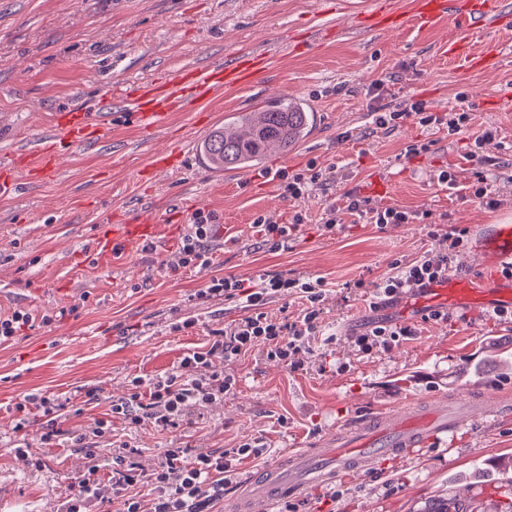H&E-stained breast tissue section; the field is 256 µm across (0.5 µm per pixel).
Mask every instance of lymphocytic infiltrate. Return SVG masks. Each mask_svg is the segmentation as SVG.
<instances>
[{
	"label": "lymphocytic infiltrate",
	"instance_id": "1",
	"mask_svg": "<svg viewBox=\"0 0 512 512\" xmlns=\"http://www.w3.org/2000/svg\"><path fill=\"white\" fill-rule=\"evenodd\" d=\"M457 100L459 107L449 120L432 112L426 101L417 99L403 110L378 117L377 122L384 125L412 117L424 127L447 125L449 133L455 134L469 126L473 119L465 93H458ZM213 236L211 216L195 213L182 237L179 266L208 267L209 243ZM449 268L447 256L421 255L408 265L396 266L382 281L380 294L389 298L407 288L441 279ZM323 286L320 279L301 281L282 274L263 277L259 285L249 289L230 276L211 278L206 288L207 295L228 300L244 298L247 316L225 327L223 337L215 340L207 351L186 353L178 371L157 378L133 377L128 398L113 404V413L134 423L144 417L153 419L155 425L164 431L176 428L192 407L222 398L235 384L234 378L228 376L191 377L189 368L208 365L213 356H237L261 344L268 345L271 356L288 359L298 351L304 337L318 332L320 328ZM291 290L307 302L301 323L288 325L268 320L262 311L263 306L275 295ZM164 457L161 468L145 476L135 468L126 467L123 456H116L114 487L128 488L144 483L150 485L154 495L148 506L139 497L128 498L126 512H210L213 502L223 496L224 485L229 481L232 464L224 453L202 448L188 458L183 449L169 448L165 450ZM112 489L101 482L97 467H89L76 477L73 493L67 500L51 504V512H99L100 504L110 499Z\"/></svg>",
	"mask_w": 512,
	"mask_h": 512
}]
</instances>
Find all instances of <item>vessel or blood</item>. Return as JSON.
Listing matches in <instances>:
<instances>
[{"mask_svg": "<svg viewBox=\"0 0 512 512\" xmlns=\"http://www.w3.org/2000/svg\"><path fill=\"white\" fill-rule=\"evenodd\" d=\"M453 0H415L412 20L423 25L436 24L450 13ZM471 27L498 23L504 18L500 0H467L465 13ZM404 14L394 12L380 18V25L404 22ZM448 54L464 59L470 66L492 68L498 63L495 50L472 53L461 41L448 45ZM269 58L257 52H244L235 56L232 63L221 68H196L168 75L161 87L143 86L129 103L146 127L163 125L172 112L184 108L189 99L205 100L224 87L244 83L266 67ZM69 140L83 146L97 139L103 129L102 121L88 112L72 113L66 125ZM57 136H42L35 152L16 154L0 163V191L16 187V172L30 168L39 178L54 177L58 165ZM158 227L148 218L134 224H115L101 232L92 243L97 264L111 265L112 261L139 241L154 238ZM496 274H488L484 266L462 272L451 270L443 280L411 289L410 298L432 300L434 308L459 306L474 314L485 310L512 309V278L500 276L499 270L512 266V224L496 225L486 240ZM461 415L449 412L448 403L435 401L425 407L408 410L379 418H368L337 432L334 447L313 448L289 455L272 467L265 469L251 491L237 502V512H253L256 502H273L308 488L328 484L354 474L372 470L376 460L413 453L427 446L438 437L454 435L460 427Z\"/></svg>", "mask_w": 512, "mask_h": 512, "instance_id": "b4317fda", "label": "vessel or blood"}]
</instances>
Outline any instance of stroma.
Here are the masks:
<instances>
[{"label":"stroma","mask_w":512,"mask_h":512,"mask_svg":"<svg viewBox=\"0 0 512 512\" xmlns=\"http://www.w3.org/2000/svg\"><path fill=\"white\" fill-rule=\"evenodd\" d=\"M410 0H0V157L28 148L59 115L96 112L112 95L105 129L91 147L63 155L57 177H20L0 195V318L31 320L0 341V512H50L71 494L73 477L94 465L111 481L123 455L149 474L169 448L232 453L248 443L213 512H235L250 474L283 455L316 447L338 426L427 403L456 392L493 397L512 390V315L480 317L452 309L447 319L404 315L399 299L375 302L394 264L448 250L449 232L465 230L453 267L471 268L482 227L512 219V27L467 29L456 19L373 26L378 4L406 11ZM463 41L472 52L494 45L495 69L448 55ZM242 49L270 54L271 66L211 99L188 103L161 127H139L123 104L126 89L162 81L175 70L228 63ZM466 92L470 128L376 124L373 112L413 99L451 113ZM300 101L313 114L308 135L287 152L270 151L250 169H209L199 144L238 112L268 99ZM492 131L487 193L497 209L469 195L476 167L467 152L474 133ZM429 143L413 155L409 145ZM179 150V165L157 177L156 154ZM316 163L323 180L300 199L282 198L280 172ZM456 187L439 183L441 171ZM372 206L429 211L427 224L379 227L345 214L332 232L329 208L346 193ZM213 215L209 267L182 268L175 256L195 212ZM152 215L160 239L135 245L112 266L97 265L93 239L108 223ZM303 222L288 250L259 244L257 216ZM324 278L325 335L305 338L283 361L266 347L213 358L200 376L236 380L224 399L191 410L180 425L157 430L111 412L133 377L164 376L184 354L207 350L225 325L245 316L238 302L203 292L211 277L251 284L260 275ZM192 328H183L184 320ZM408 328L389 346L362 350L356 338L375 322ZM47 393L65 401L57 420L25 404ZM110 433L95 436V420ZM60 435L41 440L48 424ZM30 455H23V448ZM512 415L470 409L456 437L379 462L256 512H429L448 500L460 512H504L512 502Z\"/></svg>","instance_id":"stroma-1"}]
</instances>
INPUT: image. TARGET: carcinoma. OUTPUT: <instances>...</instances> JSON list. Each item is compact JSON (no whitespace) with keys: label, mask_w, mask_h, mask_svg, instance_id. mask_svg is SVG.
Returning <instances> with one entry per match:
<instances>
[{"label":"carcinoma","mask_w":512,"mask_h":512,"mask_svg":"<svg viewBox=\"0 0 512 512\" xmlns=\"http://www.w3.org/2000/svg\"><path fill=\"white\" fill-rule=\"evenodd\" d=\"M310 116L300 103L270 101L238 121L215 128L203 144L214 169H246L261 164L271 144L286 151L307 134Z\"/></svg>","instance_id":"obj_1"}]
</instances>
